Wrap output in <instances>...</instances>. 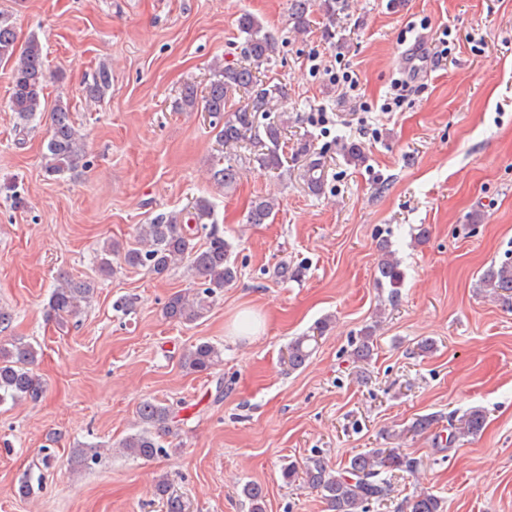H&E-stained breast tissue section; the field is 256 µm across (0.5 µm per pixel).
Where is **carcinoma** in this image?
Listing matches in <instances>:
<instances>
[{
	"instance_id": "obj_1",
	"label": "carcinoma",
	"mask_w": 512,
	"mask_h": 512,
	"mask_svg": "<svg viewBox=\"0 0 512 512\" xmlns=\"http://www.w3.org/2000/svg\"><path fill=\"white\" fill-rule=\"evenodd\" d=\"M339 0H291V15L297 29L309 27V17L315 10L336 21ZM238 29L244 34L245 62L227 64L214 70L206 95L198 97L195 86L188 84L182 93V104L193 108L203 102L204 111L216 121L222 122L218 130L219 140L224 148L237 150L254 140H259L260 150L254 153L253 161L260 166L280 170L284 167L281 152V124L270 122L263 131V138H257L256 116L269 112L283 94L277 84L265 85L259 79L261 67L269 64L276 54L277 39L261 21L250 13L238 18ZM8 62L10 68V96L8 108L16 114L18 125L27 129L37 113L45 111L44 97V54L36 37L18 45L15 29L9 19L0 15V62ZM112 88V77L108 67H99L93 83L86 94L91 99H101ZM248 95V101L241 105L232 103L236 92ZM230 113L224 117V113ZM53 132L46 143L44 159L45 172L50 176H63L75 170L84 157L81 137L72 120L69 106L57 102L51 109ZM320 160L309 161L304 169V180L310 191L320 189L322 184ZM214 181L227 188L240 178L237 165L229 163L212 173ZM274 202L257 199L252 202L247 221L250 224H264L271 217ZM213 220V210L205 197L196 198L187 212L159 214L150 222L138 226L136 246L127 249L123 255L126 265L143 268L158 279L166 277L173 267L184 260L189 262L201 288L188 296L176 293L169 298L165 316L183 323H193L202 318L209 307V300L224 292V288L238 277V268L231 261V246L217 231L208 233L207 242L201 246L194 243L199 229L206 228ZM377 284L390 288L389 302L396 303L402 288L404 273L400 263L389 250L383 251L377 267ZM480 287L506 302L512 300V261L493 264L479 277ZM94 286L89 281L64 278L51 291L49 317L62 325L68 319L81 313L93 295ZM315 336H298L288 343V366L302 368L313 353L312 341ZM374 347L372 328H366L353 350L355 359L364 361L371 357ZM221 348L200 343L189 350L184 357V367L194 373L205 372L222 361ZM36 347L17 338L10 345L0 346V405L22 400L38 401L43 387L30 366L37 359ZM137 416L142 429L126 437L121 444L124 451L134 457L150 460L166 449L155 439V431L167 428L173 419L170 406L152 400H144L137 407ZM486 415L480 408H474L459 418L448 417V436L445 443L453 445L461 438L475 437L484 428ZM102 457L101 449L95 446L76 448L71 463L76 471L92 468ZM415 462L398 453L395 449H374L348 459L340 468L330 466L323 458L309 459L303 467L290 462L281 469L283 482L292 484L302 479L309 488L320 493L328 512H365V503L382 500L389 492L390 484L381 478L383 471H413ZM243 496L250 503V512H265V492L258 484H246ZM410 512H440V499L423 492L412 500Z\"/></svg>"
}]
</instances>
